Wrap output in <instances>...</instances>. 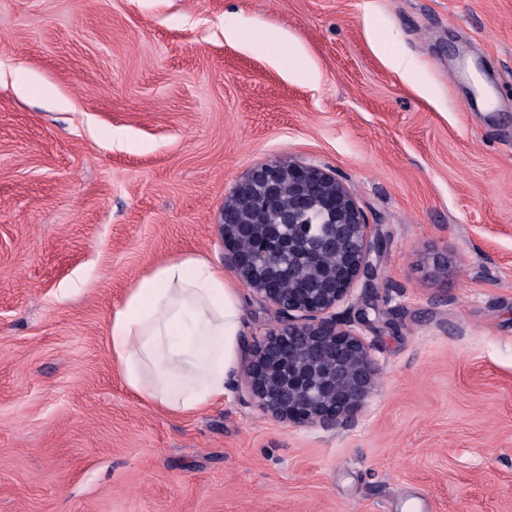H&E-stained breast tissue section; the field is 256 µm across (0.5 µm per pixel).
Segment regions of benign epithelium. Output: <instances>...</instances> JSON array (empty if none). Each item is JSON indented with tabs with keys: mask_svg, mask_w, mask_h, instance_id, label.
<instances>
[{
	"mask_svg": "<svg viewBox=\"0 0 512 512\" xmlns=\"http://www.w3.org/2000/svg\"><path fill=\"white\" fill-rule=\"evenodd\" d=\"M316 205L329 224L323 233L303 223ZM280 208L281 223H267L265 213ZM220 230L224 267L277 315L250 348L240 379L244 400L281 422L350 425L377 370L361 329L336 308L376 277L384 236L333 171L278 160L235 186Z\"/></svg>",
	"mask_w": 512,
	"mask_h": 512,
	"instance_id": "obj_1",
	"label": "benign epithelium"
}]
</instances>
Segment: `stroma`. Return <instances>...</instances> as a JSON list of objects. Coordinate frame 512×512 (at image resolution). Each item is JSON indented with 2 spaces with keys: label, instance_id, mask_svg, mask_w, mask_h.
<instances>
[{
  "label": "stroma",
  "instance_id": "35a3bbf8",
  "mask_svg": "<svg viewBox=\"0 0 512 512\" xmlns=\"http://www.w3.org/2000/svg\"><path fill=\"white\" fill-rule=\"evenodd\" d=\"M272 160L387 237L338 309L378 368L349 427L237 384L173 417L111 357ZM0 512H512V0H0Z\"/></svg>",
  "mask_w": 512,
  "mask_h": 512
}]
</instances>
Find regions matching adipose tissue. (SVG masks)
<instances>
[{
  "label": "adipose tissue",
  "mask_w": 512,
  "mask_h": 512,
  "mask_svg": "<svg viewBox=\"0 0 512 512\" xmlns=\"http://www.w3.org/2000/svg\"><path fill=\"white\" fill-rule=\"evenodd\" d=\"M126 386L175 415L223 400L242 348L240 299L223 268L171 258L140 276L110 323Z\"/></svg>",
  "instance_id": "adipose-tissue-1"
}]
</instances>
